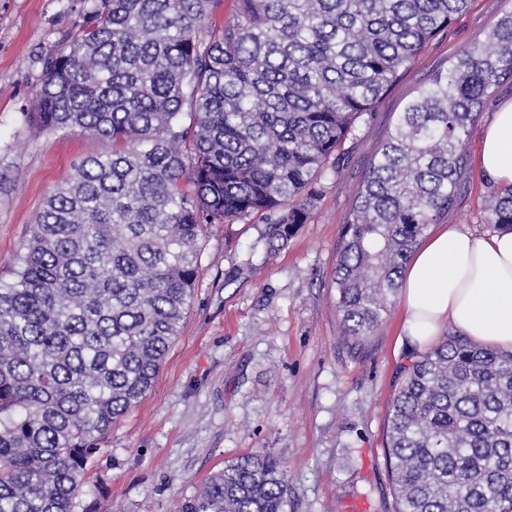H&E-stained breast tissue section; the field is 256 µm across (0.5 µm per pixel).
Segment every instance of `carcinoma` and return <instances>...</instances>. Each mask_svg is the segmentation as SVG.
I'll list each match as a JSON object with an SVG mask.
<instances>
[{"label": "carcinoma", "mask_w": 512, "mask_h": 512, "mask_svg": "<svg viewBox=\"0 0 512 512\" xmlns=\"http://www.w3.org/2000/svg\"><path fill=\"white\" fill-rule=\"evenodd\" d=\"M95 0L41 55L24 122L110 144L46 198L0 284V512H74L93 456L179 336L209 224L266 212L276 248L332 157L469 0ZM512 82V10L403 106L357 188L332 284L344 335L378 329L403 265L454 205L468 129ZM487 223L512 231V185ZM396 512H512V353L460 334L392 399ZM274 456L215 473L182 512H286Z\"/></svg>", "instance_id": "obj_1"}]
</instances>
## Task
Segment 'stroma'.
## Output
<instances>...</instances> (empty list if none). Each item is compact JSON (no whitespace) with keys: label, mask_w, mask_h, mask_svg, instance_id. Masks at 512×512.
I'll use <instances>...</instances> for the list:
<instances>
[{"label":"stroma","mask_w":512,"mask_h":512,"mask_svg":"<svg viewBox=\"0 0 512 512\" xmlns=\"http://www.w3.org/2000/svg\"><path fill=\"white\" fill-rule=\"evenodd\" d=\"M92 0H0V282L11 281L46 197L102 141L31 132L41 55L81 22ZM512 0H470L418 53L371 118L336 155L306 223L269 250L266 214L209 226L180 336L147 396L108 433L75 512H182L225 462L272 454L288 475V512H395L385 464L388 408L421 351L403 340L400 300L373 336H343L332 277L340 232L362 175L404 103L432 69L485 36ZM512 82L469 129V169L444 217L476 234L497 182L477 164Z\"/></svg>","instance_id":"1"}]
</instances>
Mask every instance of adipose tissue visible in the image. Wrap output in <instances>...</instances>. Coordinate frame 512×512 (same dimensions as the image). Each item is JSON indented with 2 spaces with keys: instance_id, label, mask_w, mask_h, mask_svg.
<instances>
[{
  "instance_id": "adipose-tissue-1",
  "label": "adipose tissue",
  "mask_w": 512,
  "mask_h": 512,
  "mask_svg": "<svg viewBox=\"0 0 512 512\" xmlns=\"http://www.w3.org/2000/svg\"><path fill=\"white\" fill-rule=\"evenodd\" d=\"M478 164L512 184V102L494 113ZM400 298L411 343L430 344L448 325L474 343L512 351V232L435 228L406 267Z\"/></svg>"
}]
</instances>
